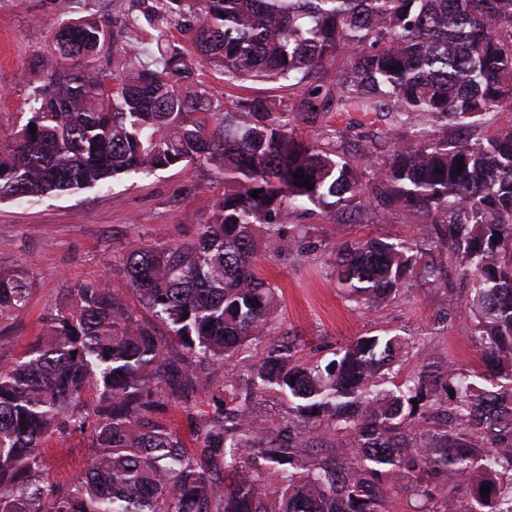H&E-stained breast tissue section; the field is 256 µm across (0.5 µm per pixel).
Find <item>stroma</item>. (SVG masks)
Wrapping results in <instances>:
<instances>
[{
  "instance_id": "stroma-1",
  "label": "stroma",
  "mask_w": 512,
  "mask_h": 512,
  "mask_svg": "<svg viewBox=\"0 0 512 512\" xmlns=\"http://www.w3.org/2000/svg\"><path fill=\"white\" fill-rule=\"evenodd\" d=\"M90 14L111 18L115 8L110 0H73L65 15L58 0H0V142L28 111L63 17ZM296 125L300 135L348 157L372 141L385 140L388 129L377 116L360 112L305 113ZM223 191V181L200 160L149 177L128 175L76 194L0 202V265L23 271L32 283L25 312L0 321V365L41 336L45 317L78 285L108 280L128 307L140 310L137 295L124 280L126 253L143 243L193 240ZM281 223L288 235L306 229L305 250L282 259L261 255L256 265L280 296L274 338L292 341L297 358L324 361L351 338L389 334L407 342L392 369L397 378L413 374L430 351L448 356L462 370L485 371L479 349L462 328L469 315L468 287L447 255L436 257L449 269L447 287L413 279L387 303L370 310L358 307L333 273L337 244L373 237L424 245L434 234L433 226L411 223L400 211L385 213L375 206L364 209L352 224L317 210L285 213ZM91 442L87 429L54 433L46 442L49 479L82 477L90 467Z\"/></svg>"
}]
</instances>
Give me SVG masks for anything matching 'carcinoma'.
<instances>
[{
  "instance_id": "obj_1",
  "label": "carcinoma",
  "mask_w": 512,
  "mask_h": 512,
  "mask_svg": "<svg viewBox=\"0 0 512 512\" xmlns=\"http://www.w3.org/2000/svg\"><path fill=\"white\" fill-rule=\"evenodd\" d=\"M145 23L154 39L124 48ZM172 26L194 51L168 39ZM96 56L112 73L88 65ZM203 61L226 84L277 83L295 97L223 104L194 82ZM31 97L0 143V200L201 159L224 192L196 239L126 254L127 286L151 318L102 280L79 285L0 366V512H390L388 476L414 512H512V125L470 135L512 112V0H155L114 30L93 15L63 22ZM304 112L372 113L406 134L385 156L351 160L298 137ZM373 201L437 225V246L470 283L464 330L488 371L429 353L397 383L388 370L404 342L372 335L323 364L269 342L246 382L216 384L214 361L272 335L279 294L255 255L304 239L285 237L282 214L311 204L354 221ZM431 255L368 238L340 247L333 273L372 308L407 280L441 279ZM30 290L0 265V320L19 316ZM271 391L307 431L275 429L250 406ZM192 400L209 418L185 440L165 414ZM88 425V472L50 481L47 438Z\"/></svg>"
}]
</instances>
